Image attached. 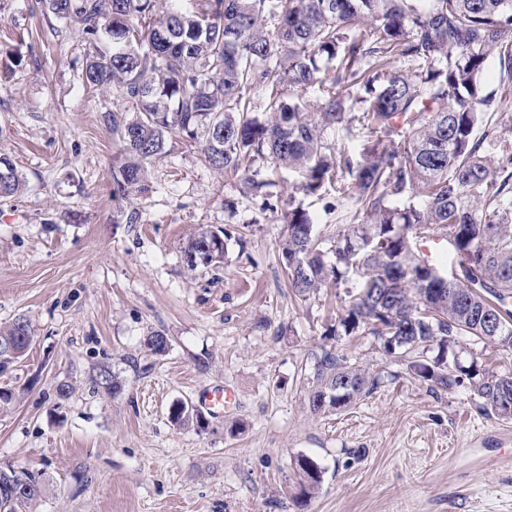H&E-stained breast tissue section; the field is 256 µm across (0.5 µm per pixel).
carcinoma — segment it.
<instances>
[{
	"label": "carcinoma",
	"mask_w": 512,
	"mask_h": 512,
	"mask_svg": "<svg viewBox=\"0 0 512 512\" xmlns=\"http://www.w3.org/2000/svg\"><path fill=\"white\" fill-rule=\"evenodd\" d=\"M160 2L43 0L88 40L86 83L131 106L132 116H112L114 195L145 189L147 164L173 132L202 144L213 168L241 175L243 194L270 195L273 182L253 170L268 161L297 176L283 212L290 288L303 298L344 288L349 297L329 335L375 336L388 357L442 388L457 383L448 375L457 337L512 351V136L476 138L488 111L512 105L511 88L484 85L490 59L512 79V0H192L190 10ZM257 89L266 93L262 120L252 115ZM308 89L314 112L299 94ZM355 122L359 142L331 150L325 131ZM328 184L350 216L327 248L295 194L319 197ZM23 187L0 156V199ZM431 236L454 249L447 276L418 251ZM211 237L227 233H198L184 249L188 267L224 261L226 249L204 250ZM21 324L29 326L0 327V342L24 352ZM456 370L482 411L512 417V376L475 361ZM307 381L318 412L323 395L348 385L340 410L378 379L324 348ZM169 415L205 427L183 402ZM296 465L304 489L317 488V464L301 455ZM41 493L35 475L0 469V512H28Z\"/></svg>",
	"instance_id": "1"
}]
</instances>
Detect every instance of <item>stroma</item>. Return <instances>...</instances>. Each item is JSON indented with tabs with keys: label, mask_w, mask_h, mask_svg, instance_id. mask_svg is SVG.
<instances>
[{
	"label": "stroma",
	"mask_w": 512,
	"mask_h": 512,
	"mask_svg": "<svg viewBox=\"0 0 512 512\" xmlns=\"http://www.w3.org/2000/svg\"><path fill=\"white\" fill-rule=\"evenodd\" d=\"M88 50L40 0H0V155L25 183L0 202V326L23 317L34 336L0 374V466L40 475L29 512H512V419L486 415L469 383L431 389L374 336L328 337L347 296H295L284 224L200 144L170 136L146 190L113 198L123 104L86 86ZM206 228L231 233L224 261L188 270ZM325 348L379 387L311 411L305 376ZM454 351L512 375V351L471 336ZM218 387L236 401L205 428L171 422L172 403ZM301 455L322 470L308 494Z\"/></svg>",
	"instance_id": "obj_1"
}]
</instances>
